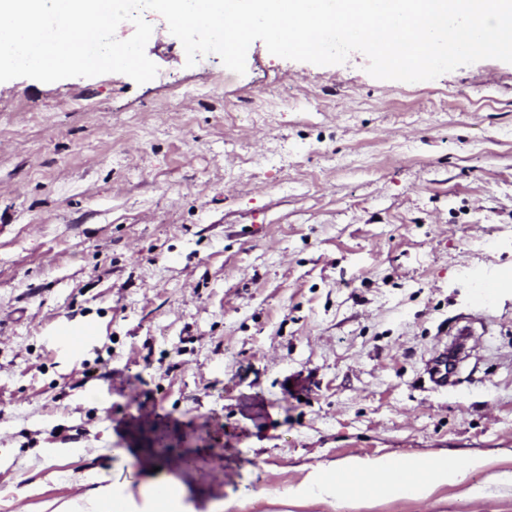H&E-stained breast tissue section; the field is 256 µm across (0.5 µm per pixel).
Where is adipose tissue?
Instances as JSON below:
<instances>
[{"label": "adipose tissue", "mask_w": 512, "mask_h": 512, "mask_svg": "<svg viewBox=\"0 0 512 512\" xmlns=\"http://www.w3.org/2000/svg\"><path fill=\"white\" fill-rule=\"evenodd\" d=\"M482 459L442 455L397 460L350 458L320 471L303 481L279 490V497L296 501L335 504L346 496L381 500H426L432 490L459 482L467 472L481 468ZM197 512L186 499L182 485L169 477L150 479L142 489L110 483L100 486L91 504L92 512Z\"/></svg>", "instance_id": "adipose-tissue-1"}]
</instances>
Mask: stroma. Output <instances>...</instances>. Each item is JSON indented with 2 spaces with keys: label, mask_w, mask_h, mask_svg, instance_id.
Here are the masks:
<instances>
[{
  "label": "stroma",
  "mask_w": 512,
  "mask_h": 512,
  "mask_svg": "<svg viewBox=\"0 0 512 512\" xmlns=\"http://www.w3.org/2000/svg\"><path fill=\"white\" fill-rule=\"evenodd\" d=\"M147 20L149 82H0V512H81L98 476L156 469L199 508L328 512L271 493L443 452L486 464L337 512H512V64L407 83L258 39L239 75ZM450 350L446 346L442 351H439L430 361L428 367V374L430 380L438 386L448 385V376L455 366V358L450 359L448 367V354Z\"/></svg>",
  "instance_id": "obj_1"
}]
</instances>
